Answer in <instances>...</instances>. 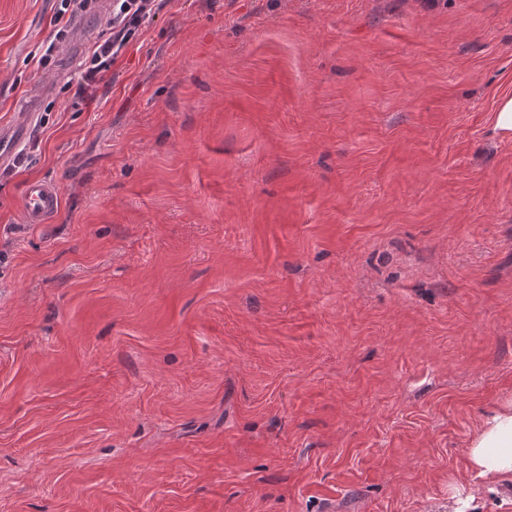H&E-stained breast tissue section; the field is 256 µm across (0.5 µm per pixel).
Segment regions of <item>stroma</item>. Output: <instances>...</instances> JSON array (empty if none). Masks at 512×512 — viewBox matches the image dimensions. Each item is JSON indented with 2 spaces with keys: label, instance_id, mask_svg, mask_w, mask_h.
<instances>
[{
  "label": "stroma",
  "instance_id": "1",
  "mask_svg": "<svg viewBox=\"0 0 512 512\" xmlns=\"http://www.w3.org/2000/svg\"><path fill=\"white\" fill-rule=\"evenodd\" d=\"M0 0V512H512V0H164L90 106ZM57 186L23 223L28 182ZM51 92L50 85H30L25 94L26 112H21L18 120L0 124V167L10 166L18 150L28 143L40 102ZM61 207L58 187L47 182L29 183L21 199L20 212L26 224H46ZM468 461L487 485L512 480V404L493 411L471 440Z\"/></svg>",
  "mask_w": 512,
  "mask_h": 512
}]
</instances>
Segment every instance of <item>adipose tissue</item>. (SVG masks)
I'll return each instance as SVG.
<instances>
[{
	"label": "adipose tissue",
	"instance_id": "adipose-tissue-1",
	"mask_svg": "<svg viewBox=\"0 0 512 512\" xmlns=\"http://www.w3.org/2000/svg\"><path fill=\"white\" fill-rule=\"evenodd\" d=\"M468 461L475 478L485 484L512 480V404L485 419L471 440Z\"/></svg>",
	"mask_w": 512,
	"mask_h": 512
}]
</instances>
